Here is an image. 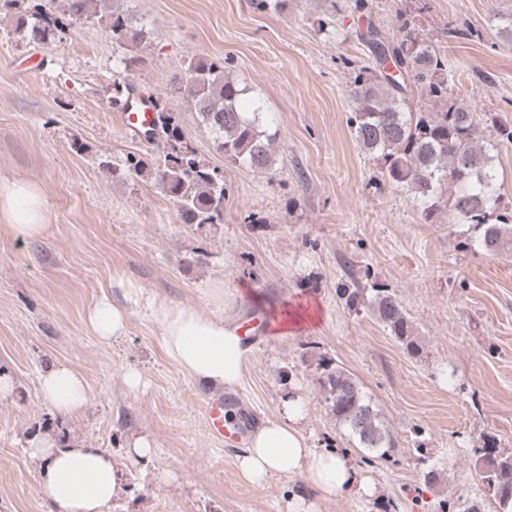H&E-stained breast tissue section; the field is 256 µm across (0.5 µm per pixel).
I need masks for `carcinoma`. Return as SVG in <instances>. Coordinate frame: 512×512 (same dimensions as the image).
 I'll list each match as a JSON object with an SVG mask.
<instances>
[{"label": "carcinoma", "instance_id": "1", "mask_svg": "<svg viewBox=\"0 0 512 512\" xmlns=\"http://www.w3.org/2000/svg\"><path fill=\"white\" fill-rule=\"evenodd\" d=\"M62 16L53 19L36 0H28L16 18L23 37L49 42L59 32L79 23L92 4L100 5L112 38L140 44L148 37L132 25L128 14L107 7L109 0H67ZM396 14L389 35L367 21L359 39L367 45L372 61L354 71L349 94L354 109L349 117L351 132L359 148L375 156L387 179L414 194L425 217L438 209L439 190L448 188L452 221L473 224L480 230L475 246L486 254L512 256V209L499 204L494 153L502 144H512V126L491 120L496 136L486 138L482 120L451 93L453 71L448 57L419 32L421 14L429 0ZM175 90L198 112L218 150L229 165L249 166L256 172L272 170L276 134L263 129L261 112L253 104L243 105L247 89L224 74V59H191ZM422 104L409 106L412 94ZM158 140L169 145L160 161L130 153L124 163L127 176H147L179 206L184 223H224L226 185L224 175L198 159L183 143L177 113L156 107ZM464 244V247H471ZM339 296L346 306L360 312L365 304L384 330L410 355L420 353L421 344L398 294L376 286L366 290L354 279L341 284ZM320 388L336 422L343 426L362 462L394 461L398 444L380 409L360 383L344 368L321 359ZM474 470L484 490L480 499H442L438 512H512V450L499 446L497 437L486 434L470 449Z\"/></svg>", "mask_w": 512, "mask_h": 512}]
</instances>
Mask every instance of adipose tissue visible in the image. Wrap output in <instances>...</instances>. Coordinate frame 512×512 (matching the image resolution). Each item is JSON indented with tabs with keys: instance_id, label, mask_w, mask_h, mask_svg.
Listing matches in <instances>:
<instances>
[{
	"instance_id": "obj_1",
	"label": "adipose tissue",
	"mask_w": 512,
	"mask_h": 512,
	"mask_svg": "<svg viewBox=\"0 0 512 512\" xmlns=\"http://www.w3.org/2000/svg\"><path fill=\"white\" fill-rule=\"evenodd\" d=\"M1 217L15 238L39 237L47 220L42 192L23 181L1 185ZM87 323L102 340H115L127 331V314L104 297L89 310ZM160 329L165 355L186 374L215 387L241 384L246 349L231 322L189 306H166L160 310ZM41 392L65 416L78 413L88 399L82 376L64 365L42 375ZM303 414L302 396L292 394L279 418L256 427L236 456L243 479L262 486L273 479L299 477L325 499L345 493L373 496L374 484L362 477L348 453L311 447L303 432ZM28 456L40 471L39 490L48 512H110L113 500L124 491V463L104 449L47 438L29 449Z\"/></svg>"
}]
</instances>
